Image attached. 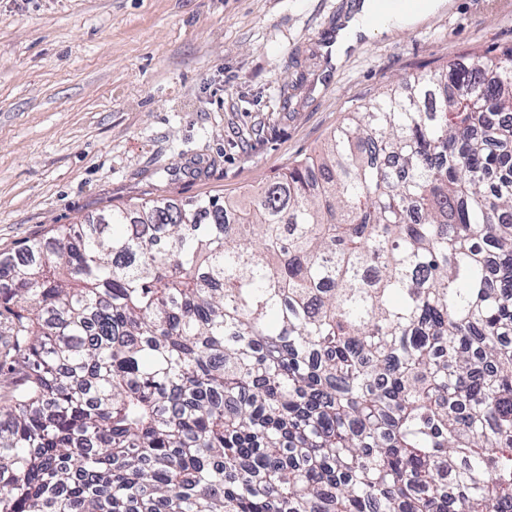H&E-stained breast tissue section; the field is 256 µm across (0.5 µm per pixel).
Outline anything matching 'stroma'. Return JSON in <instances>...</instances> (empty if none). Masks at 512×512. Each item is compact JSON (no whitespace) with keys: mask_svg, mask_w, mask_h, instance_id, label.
<instances>
[{"mask_svg":"<svg viewBox=\"0 0 512 512\" xmlns=\"http://www.w3.org/2000/svg\"><path fill=\"white\" fill-rule=\"evenodd\" d=\"M353 0H0V254L146 194L237 196L402 79L512 45V0H450L322 54Z\"/></svg>","mask_w":512,"mask_h":512,"instance_id":"1","label":"stroma"}]
</instances>
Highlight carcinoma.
<instances>
[{
    "label": "carcinoma",
    "mask_w": 512,
    "mask_h": 512,
    "mask_svg": "<svg viewBox=\"0 0 512 512\" xmlns=\"http://www.w3.org/2000/svg\"><path fill=\"white\" fill-rule=\"evenodd\" d=\"M247 198L0 258V512H512V46Z\"/></svg>",
    "instance_id": "carcinoma-1"
}]
</instances>
